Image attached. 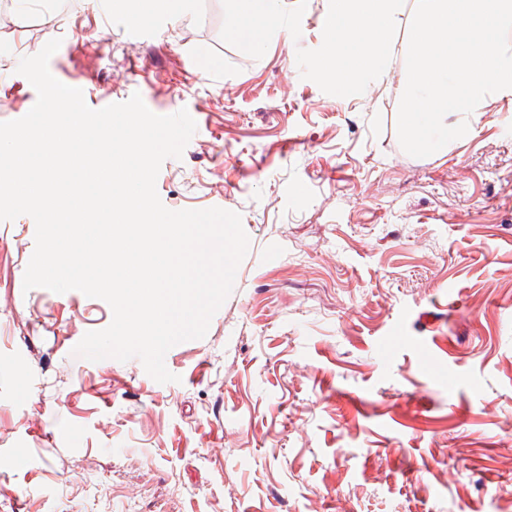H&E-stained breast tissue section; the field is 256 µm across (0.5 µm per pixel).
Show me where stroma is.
Listing matches in <instances>:
<instances>
[{
  "label": "stroma",
  "instance_id": "obj_1",
  "mask_svg": "<svg viewBox=\"0 0 512 512\" xmlns=\"http://www.w3.org/2000/svg\"><path fill=\"white\" fill-rule=\"evenodd\" d=\"M415 0L372 90L316 69L329 0H283L260 44L235 0L132 26L98 0H0V122L37 94L22 57L100 109L140 93L197 129L156 188L249 237L204 338L139 359L73 349L112 321L24 290L32 217L0 221V512H512V95L423 158L397 135Z\"/></svg>",
  "mask_w": 512,
  "mask_h": 512
}]
</instances>
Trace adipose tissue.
I'll return each mask as SVG.
<instances>
[{"instance_id":"ef3b65f1","label":"adipose tissue","mask_w":512,"mask_h":512,"mask_svg":"<svg viewBox=\"0 0 512 512\" xmlns=\"http://www.w3.org/2000/svg\"><path fill=\"white\" fill-rule=\"evenodd\" d=\"M232 28L234 36L258 42L276 25L279 0H237ZM398 0H331L326 48L320 55L319 72L338 92L361 87L362 77L381 74L391 52V30ZM192 0H110L112 11L139 25L153 16L189 10Z\"/></svg>"}]
</instances>
